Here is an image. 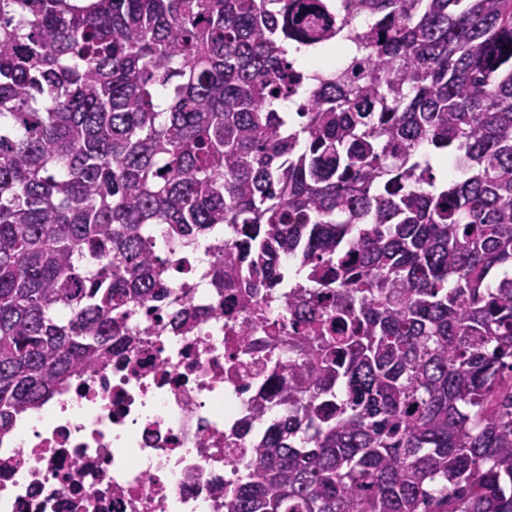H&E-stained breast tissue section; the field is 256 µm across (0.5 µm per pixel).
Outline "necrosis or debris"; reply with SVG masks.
<instances>
[{
	"label": "necrosis or debris",
	"mask_w": 512,
	"mask_h": 512,
	"mask_svg": "<svg viewBox=\"0 0 512 512\" xmlns=\"http://www.w3.org/2000/svg\"><path fill=\"white\" fill-rule=\"evenodd\" d=\"M206 238L167 251L191 267L192 329L165 328L93 366L19 427L34 441L0 439V512H227L247 474L259 430L241 434L252 401L287 377V343L264 349L269 326L287 327V288L257 297L235 319L203 284Z\"/></svg>",
	"instance_id": "4bbe7bcc"
}]
</instances>
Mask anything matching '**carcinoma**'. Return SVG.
Instances as JSON below:
<instances>
[{
    "instance_id": "cac0c4a2",
    "label": "carcinoma",
    "mask_w": 512,
    "mask_h": 512,
    "mask_svg": "<svg viewBox=\"0 0 512 512\" xmlns=\"http://www.w3.org/2000/svg\"><path fill=\"white\" fill-rule=\"evenodd\" d=\"M348 2L0 0V437L138 314L191 329L153 227L222 226L219 300L304 271L229 512H512V0Z\"/></svg>"
}]
</instances>
